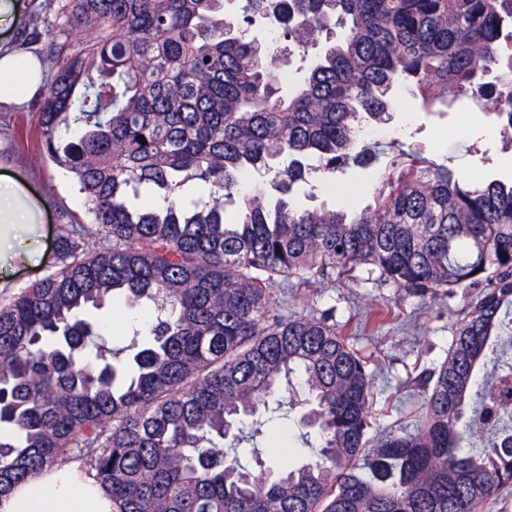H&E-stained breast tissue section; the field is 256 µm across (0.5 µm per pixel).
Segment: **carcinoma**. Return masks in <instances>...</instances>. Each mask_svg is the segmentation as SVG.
<instances>
[{"mask_svg": "<svg viewBox=\"0 0 512 512\" xmlns=\"http://www.w3.org/2000/svg\"><path fill=\"white\" fill-rule=\"evenodd\" d=\"M41 155L71 172L59 268L0 305V497L75 459L115 512H481L512 488V177L396 158L361 208L304 209L398 87L512 130V0H54ZM271 26L273 42L252 28ZM296 54L312 55L295 81ZM145 142H140L139 137ZM273 172L268 185L247 177ZM239 199L229 214L225 204ZM461 298L416 426L370 438L372 375L334 309L288 287L353 276ZM156 306L113 350L90 313ZM299 381L316 458L242 467L243 418Z\"/></svg>", "mask_w": 512, "mask_h": 512, "instance_id": "carcinoma-1", "label": "carcinoma"}]
</instances>
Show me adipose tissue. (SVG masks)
Masks as SVG:
<instances>
[{
  "mask_svg": "<svg viewBox=\"0 0 512 512\" xmlns=\"http://www.w3.org/2000/svg\"><path fill=\"white\" fill-rule=\"evenodd\" d=\"M44 66L35 56L0 45V106L25 104L39 93ZM45 202L15 176H0V251L21 253L29 243L22 231L35 223ZM0 512H112V498L77 462L49 468L0 498Z\"/></svg>",
  "mask_w": 512,
  "mask_h": 512,
  "instance_id": "1",
  "label": "adipose tissue"
}]
</instances>
